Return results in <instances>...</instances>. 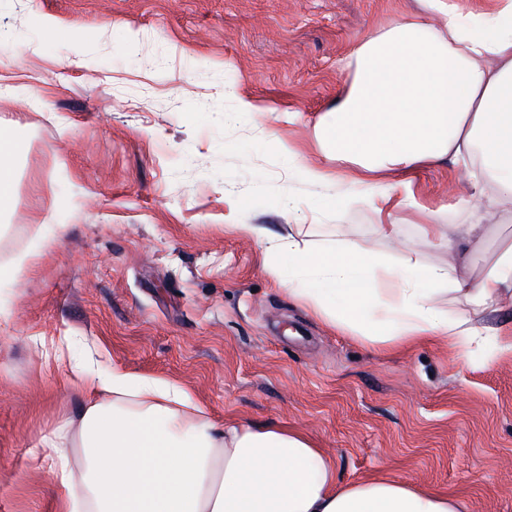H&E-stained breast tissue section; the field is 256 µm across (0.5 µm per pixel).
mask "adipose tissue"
I'll return each mask as SVG.
<instances>
[{
    "mask_svg": "<svg viewBox=\"0 0 512 512\" xmlns=\"http://www.w3.org/2000/svg\"><path fill=\"white\" fill-rule=\"evenodd\" d=\"M446 19L447 36L398 18L356 50L348 94L321 122L325 154L351 166L378 208L393 179L415 208L411 172L439 162L469 170L476 200L459 224H423L418 244L447 251L425 266L393 272L387 318L367 320L381 292L379 259L354 244L314 246L306 225L267 251V269L290 296L334 330L397 348L450 343L468 352L474 315L512 305V241L472 274L473 248L487 227L480 200L512 213V0L472 34L469 16L447 0H425ZM464 302L451 314L436 296ZM72 386L108 393L86 401L40 441L39 460L63 488L61 512H459L448 494L401 477L342 484L324 449L288 427L219 422L180 385L120 366L104 375L73 369Z\"/></svg>",
    "mask_w": 512,
    "mask_h": 512,
    "instance_id": "1",
    "label": "adipose tissue"
}]
</instances>
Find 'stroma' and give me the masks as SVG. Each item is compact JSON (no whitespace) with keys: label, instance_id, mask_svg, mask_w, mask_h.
Listing matches in <instances>:
<instances>
[{"label":"stroma","instance_id":"obj_1","mask_svg":"<svg viewBox=\"0 0 512 512\" xmlns=\"http://www.w3.org/2000/svg\"><path fill=\"white\" fill-rule=\"evenodd\" d=\"M421 0H0V129L19 131L0 214V512H60L42 435L77 417L67 362L174 381L213 418L279 422L336 459L512 512V356L490 341L393 351L330 329L266 269L306 224L398 266L421 221L456 223L448 163L412 174L418 210L326 185L316 125L355 51ZM293 147L289 160L285 147ZM336 205H328V198ZM396 216L399 242L375 226ZM267 228L265 243L243 232Z\"/></svg>","mask_w":512,"mask_h":512}]
</instances>
